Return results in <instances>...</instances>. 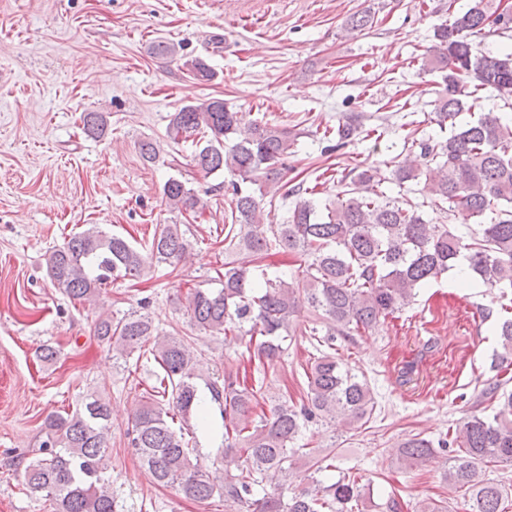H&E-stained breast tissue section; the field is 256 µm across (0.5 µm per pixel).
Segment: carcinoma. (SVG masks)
<instances>
[{"label": "carcinoma", "instance_id": "obj_1", "mask_svg": "<svg viewBox=\"0 0 512 512\" xmlns=\"http://www.w3.org/2000/svg\"><path fill=\"white\" fill-rule=\"evenodd\" d=\"M512 32V11L493 0H471L449 23L434 29L425 65L442 73L435 116L448 124L441 143L414 138L411 146L431 158L425 173L393 165L392 181L402 186L424 179L423 191L440 210L467 224L477 220L470 239L447 224H430L413 207H405L377 187L385 182L378 170H359L348 189L321 216L311 200L288 211L282 224L264 221V198L284 187L287 160L298 133L284 125L254 121L240 128L241 116L222 98L212 97L180 107L170 115L169 132L191 139L194 161L207 174L222 171L232 187L231 223L224 225V250L242 249L254 266L224 263L217 288H196L186 297L193 325L211 334L248 339V362L272 366L280 361L293 319L306 307L321 317L325 333L313 326L318 356L305 369L306 389L299 405L281 401L255 415L264 398L263 380L228 370L222 380L206 381L211 400L222 406L224 475L193 462L196 441L189 419L206 424L197 379L202 363L189 344L160 334L149 316L131 312L98 321L95 333L112 345L118 358L148 352L161 369V387L170 392L173 411L150 397L140 400L132 418L130 445L141 467L158 487L175 486L189 500L214 496L244 505L246 512H365V486L352 475L329 484L315 477L328 470L325 458L314 473L294 486L289 458L295 441L310 423L334 429L352 426L371 415L374 398L366 379L336 360V337L372 331L402 310L417 290L457 266L459 259L491 289L512 290V46L483 50L470 37H503ZM498 101L491 107L485 102ZM480 109L474 121L458 122L464 112ZM83 129L101 136L107 121L86 112ZM361 122L349 118L337 126L338 145L361 133ZM172 211L196 209L201 200L186 182L171 177L163 187ZM493 214L490 223L479 218ZM299 255L307 266L302 277L269 275L260 267L272 247ZM191 244L178 224H161L151 242L137 247L126 238L93 226L54 249L47 261L52 285L73 300L86 301L113 281L146 277L161 264L185 259ZM503 354L491 364L500 372L512 355V318L497 327ZM497 381L484 391L496 402L490 416L472 413L448 430L451 438L433 442L414 435L402 441L399 465L419 468L437 451L448 453L443 480L469 494L470 512H507L512 484L481 476L488 463H512V391ZM109 402L85 397L72 412H53L43 421L39 456L26 465L25 485L45 494L55 512H113L109 475ZM235 467L236 473L230 472Z\"/></svg>", "mask_w": 512, "mask_h": 512}]
</instances>
